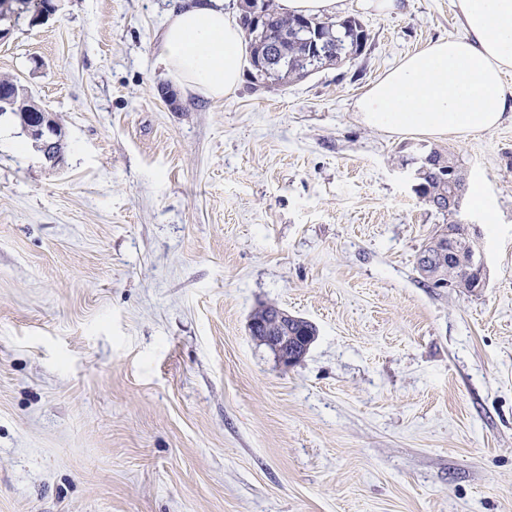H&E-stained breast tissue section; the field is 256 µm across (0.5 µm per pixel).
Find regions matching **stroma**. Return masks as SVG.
Wrapping results in <instances>:
<instances>
[{"mask_svg":"<svg viewBox=\"0 0 512 512\" xmlns=\"http://www.w3.org/2000/svg\"><path fill=\"white\" fill-rule=\"evenodd\" d=\"M357 3L361 55L218 100L159 59L173 0L0 20V77L62 130L53 163L0 121V512H512V115L366 126L371 83L464 29L456 0ZM432 149L491 208L454 216L478 293L416 270ZM263 304L317 327L292 368L249 332Z\"/></svg>","mask_w":512,"mask_h":512,"instance_id":"stroma-1","label":"stroma"}]
</instances>
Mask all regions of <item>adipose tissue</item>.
<instances>
[{
	"label": "adipose tissue",
	"mask_w": 512,
	"mask_h": 512,
	"mask_svg": "<svg viewBox=\"0 0 512 512\" xmlns=\"http://www.w3.org/2000/svg\"><path fill=\"white\" fill-rule=\"evenodd\" d=\"M465 33L406 55L357 99L363 123L393 133L467 137L512 109V0H456ZM160 59L206 97L231 94L243 74V35L220 0H175Z\"/></svg>",
	"instance_id": "obj_1"
}]
</instances>
